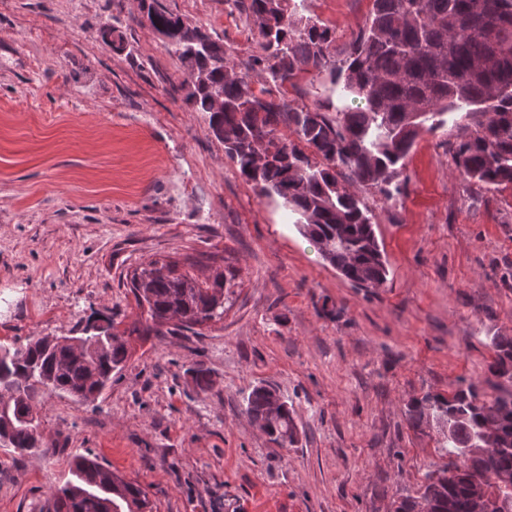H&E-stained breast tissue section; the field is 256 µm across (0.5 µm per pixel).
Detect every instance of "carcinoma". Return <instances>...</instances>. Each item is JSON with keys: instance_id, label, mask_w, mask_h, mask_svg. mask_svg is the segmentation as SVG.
I'll use <instances>...</instances> for the list:
<instances>
[{"instance_id": "obj_1", "label": "carcinoma", "mask_w": 512, "mask_h": 512, "mask_svg": "<svg viewBox=\"0 0 512 512\" xmlns=\"http://www.w3.org/2000/svg\"><path fill=\"white\" fill-rule=\"evenodd\" d=\"M261 37L262 67L274 86L304 72H326L350 104L294 107L267 90L256 94L229 73L224 41L212 38L151 0L154 30L172 39L169 51L188 72L187 102L208 114L224 152L259 195L277 197L321 258L357 288H381L389 268L365 194L384 200L401 192L405 160L420 131L452 123V161L470 182L493 191L512 187V0H371L346 48L331 60L330 28L298 14L297 0H239ZM224 97V110L212 97ZM290 136H285L282 129ZM311 153H305V150ZM224 273L204 280L154 260L131 279L138 305H147L145 331L190 330L224 317ZM102 347L76 352L65 342L32 339L0 346V387L14 390L0 406V442L23 456L38 447L28 417L52 395L88 400L112 383L127 360L125 343L108 321ZM489 371L512 379V336L488 337ZM251 421L279 444L297 441L293 411L278 390L259 384L246 397ZM413 427L435 423L446 454L463 457L473 473L512 476V397L483 399L469 385L447 397L426 395L407 405ZM505 449L487 455L482 448ZM71 479L47 499L43 512H146L141 487L90 455L76 454ZM473 512L469 488L449 468L425 475L418 495L403 496L394 512Z\"/></svg>"}]
</instances>
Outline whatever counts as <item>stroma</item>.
Wrapping results in <instances>:
<instances>
[{
	"label": "stroma",
	"instance_id": "35a3bbf8",
	"mask_svg": "<svg viewBox=\"0 0 512 512\" xmlns=\"http://www.w3.org/2000/svg\"><path fill=\"white\" fill-rule=\"evenodd\" d=\"M159 4L223 39L253 91L271 86L235 0ZM370 7L304 0L301 13L331 29L339 60ZM138 13L139 0H0V345L108 318L128 335L125 367L100 396L47 398L39 448L0 445V512H41L78 453L137 482L152 512H392L448 462L437 428L407 421L410 399L470 385L512 395L487 345L512 336V189L461 177L449 129L420 132L402 193L366 197L388 281L354 287L240 174ZM106 26L122 48L103 43ZM276 93L345 104L325 74ZM213 253L231 280L223 320L142 335L133 271L171 259L203 279ZM261 383L292 406L293 445L248 417Z\"/></svg>",
	"mask_w": 512,
	"mask_h": 512
}]
</instances>
